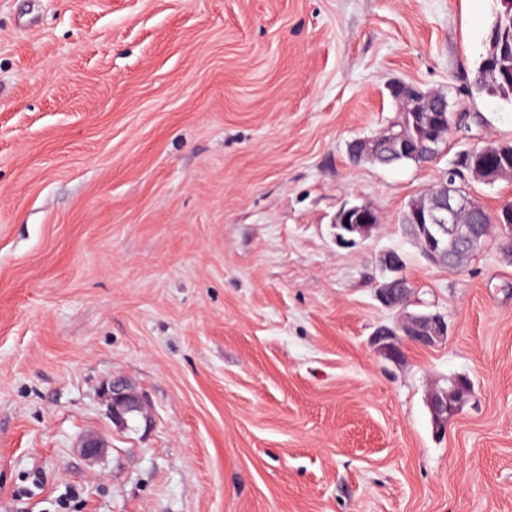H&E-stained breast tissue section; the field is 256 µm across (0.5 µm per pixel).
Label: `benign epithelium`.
I'll list each match as a JSON object with an SVG mask.
<instances>
[{"mask_svg": "<svg viewBox=\"0 0 512 512\" xmlns=\"http://www.w3.org/2000/svg\"><path fill=\"white\" fill-rule=\"evenodd\" d=\"M392 151L400 150L404 154L410 150L407 143H393L381 138H362L352 141L349 148L352 152L374 157L383 148ZM479 179L477 174L469 173L468 168L454 166L438 182L432 192L433 202L430 209L416 215L417 225L421 231L415 237L425 257L432 263L447 265L453 254V247L459 245L468 250L484 243L490 225L462 224L458 217L460 212L471 205L468 192L464 185L470 179ZM373 210V206L352 205L342 207L335 217L336 228L339 229L338 239L346 241V237L357 234L362 238L369 237L376 228L374 224H359L353 218ZM380 265L388 278L377 289V297L385 307L392 308L405 304L411 289L403 276L404 260L396 251H388L380 257ZM448 338V321L441 314L409 313L393 328L382 327L373 338L377 352L391 361H398L403 355L404 343L410 342L418 346H433ZM452 386L433 390L427 399V405L433 423L438 431L448 428V418L461 410L463 398L469 390L460 387L456 378L451 379ZM112 420L122 423L126 415L144 410L142 396L128 390L120 384H111L107 389Z\"/></svg>", "mask_w": 512, "mask_h": 512, "instance_id": "benign-epithelium-1", "label": "benign epithelium"}]
</instances>
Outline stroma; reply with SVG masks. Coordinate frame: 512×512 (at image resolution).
Here are the masks:
<instances>
[{"label":"stroma","instance_id":"stroma-1","mask_svg":"<svg viewBox=\"0 0 512 512\" xmlns=\"http://www.w3.org/2000/svg\"><path fill=\"white\" fill-rule=\"evenodd\" d=\"M493 4L0 0V512H512V254L451 270L401 223L468 142L347 154L397 120L394 81L512 141L471 85ZM363 202L378 228L340 241ZM406 312L448 338L394 362L372 338ZM115 380L145 415L113 423ZM375 209L372 205L368 203H364V205H352L349 207H342L338 210L335 217L336 228L339 229L337 234L338 239L340 241H350L351 239H347L346 236H350L353 234H358L361 238H368L373 230L377 227V224H373V222L377 221L380 223V217L377 212L370 213L362 224L353 221L351 218H356L358 215H361L365 212H370ZM380 265L388 278L377 290V297L385 307L392 308L404 305L410 296L411 289L403 276L404 260L396 251H388L380 257ZM450 388L433 390L427 399V405L437 431H445L448 428V418L461 410L463 398L470 391L462 389L456 378L450 379Z\"/></svg>","mask_w":512,"mask_h":512}]
</instances>
